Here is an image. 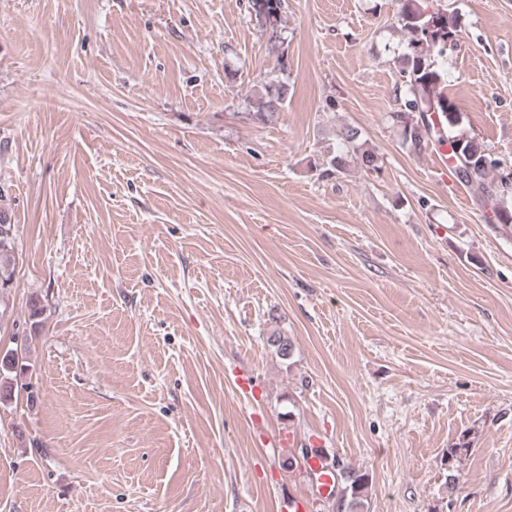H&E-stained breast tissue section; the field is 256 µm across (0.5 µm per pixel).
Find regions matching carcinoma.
<instances>
[{"instance_id":"1","label":"carcinoma","mask_w":512,"mask_h":512,"mask_svg":"<svg viewBox=\"0 0 512 512\" xmlns=\"http://www.w3.org/2000/svg\"><path fill=\"white\" fill-rule=\"evenodd\" d=\"M284 0H252L255 15L274 27L280 20ZM398 22L408 40L410 52L401 58L400 77L408 88V95L401 100L400 109L394 112L396 123L401 127L403 144L410 152L448 150V157L458 154L473 165V180L463 182L477 204L490 199L505 197L512 189L505 183L500 160L492 157L484 145L464 132L454 131L459 123L457 107L445 92L444 73L436 62L460 37L455 15L430 12L421 0H398ZM288 99V83L271 79L264 93L252 101L255 116L270 119ZM360 133L347 128L343 133L344 149L329 157L328 164L340 171L345 168L347 155L359 153L362 164L368 169L377 168V157L368 150L360 149ZM493 225L502 230H512V209L502 203L492 208ZM6 210L0 207V322L7 315L10 289L13 288L16 268V238L4 236V229L13 230L15 225L4 223ZM339 476L336 481V509L340 512H364L369 493V475L349 467L335 456L329 463Z\"/></svg>"}]
</instances>
